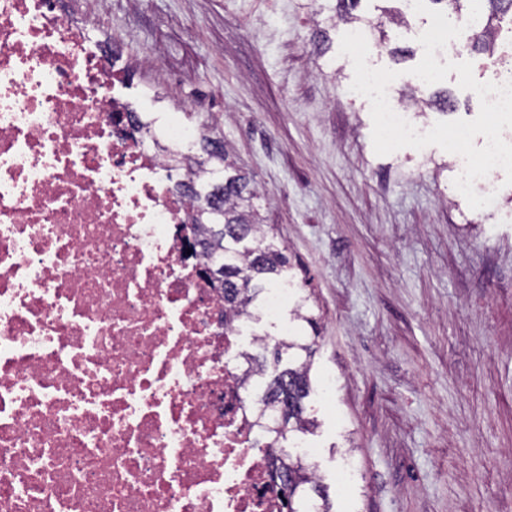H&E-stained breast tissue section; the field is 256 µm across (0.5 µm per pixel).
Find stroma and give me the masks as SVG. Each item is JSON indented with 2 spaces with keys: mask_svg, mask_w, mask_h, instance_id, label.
Returning a JSON list of instances; mask_svg holds the SVG:
<instances>
[{
  "mask_svg": "<svg viewBox=\"0 0 512 512\" xmlns=\"http://www.w3.org/2000/svg\"><path fill=\"white\" fill-rule=\"evenodd\" d=\"M402 0H358L377 21L374 67L429 123L474 119L457 73L417 88L423 52L388 25ZM98 52L144 60L125 93L145 112L196 101L259 190L312 295L318 383L309 438L333 512H512V186L498 212L453 193L436 146L373 149L367 99L339 53L337 0H67ZM334 59L333 69L324 62ZM351 458L355 479L339 472Z\"/></svg>",
  "mask_w": 512,
  "mask_h": 512,
  "instance_id": "obj_1",
  "label": "stroma"
}]
</instances>
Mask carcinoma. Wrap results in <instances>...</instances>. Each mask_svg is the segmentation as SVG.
I'll list each match as a JSON object with an SVG mask.
<instances>
[{
	"label": "carcinoma",
	"instance_id": "cac0c4a2",
	"mask_svg": "<svg viewBox=\"0 0 512 512\" xmlns=\"http://www.w3.org/2000/svg\"><path fill=\"white\" fill-rule=\"evenodd\" d=\"M488 4L489 15L505 18L512 15V0H481ZM161 152L168 154L170 169L181 170L185 157L159 140H152ZM197 165L212 175V181L201 185L179 180L196 202L192 215L194 242L208 264L204 269L213 287L222 292L224 302L238 313L255 306L263 290L289 281L290 265L286 248H280L269 235V225L262 223L254 203L256 191L241 173L224 143V136L215 128H207L194 147ZM316 341L300 336L291 342L267 345L260 354L259 372L267 363L279 367L282 353L292 350L297 361L277 372L262 390L264 408L280 413L279 428L271 429L261 420L258 425L269 439L270 447L280 449L275 474L288 477V489L302 493L289 498L288 512H311L313 502L321 501V512H331L325 487L316 470L305 459L293 453L296 433L316 427L306 416V399L312 390L311 366Z\"/></svg>",
	"mask_w": 512,
	"mask_h": 512
}]
</instances>
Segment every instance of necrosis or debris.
Instances as JSON below:
<instances>
[{"instance_id": "1", "label": "necrosis or debris", "mask_w": 512, "mask_h": 512, "mask_svg": "<svg viewBox=\"0 0 512 512\" xmlns=\"http://www.w3.org/2000/svg\"><path fill=\"white\" fill-rule=\"evenodd\" d=\"M58 0H0V512H288L191 200Z\"/></svg>"}]
</instances>
